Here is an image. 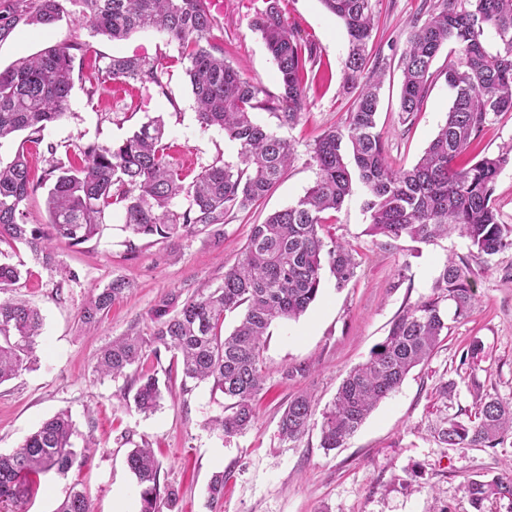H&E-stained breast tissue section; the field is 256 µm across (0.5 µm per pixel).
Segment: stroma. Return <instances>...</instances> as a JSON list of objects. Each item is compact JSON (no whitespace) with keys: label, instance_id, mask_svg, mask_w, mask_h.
I'll return each instance as SVG.
<instances>
[{"label":"stroma","instance_id":"1","mask_svg":"<svg viewBox=\"0 0 512 512\" xmlns=\"http://www.w3.org/2000/svg\"><path fill=\"white\" fill-rule=\"evenodd\" d=\"M221 3L213 14L211 42L223 47L225 60L243 76L279 93L276 65L253 28L265 0ZM421 6L422 0L376 4L378 30L372 52L387 62L377 130L396 168L419 160L445 122L453 98L445 78L451 53L445 48L434 62L436 80L420 112L408 121L399 119V57L411 33L410 20ZM282 8L288 26L315 47L318 78L307 90V108L295 126H279L265 111L255 114L295 147L293 162L264 200L226 215L217 236L205 232L133 241L123 229L121 210H110L92 240L76 246L54 242L61 267L57 273L45 269L24 246L8 250L6 262L23 263L25 269L9 293L36 305L44 325L36 364L0 384V453L18 449L43 421L61 411L69 412L79 438H93L96 446L66 475L42 477L30 500L0 504V512H55L77 480L86 488L92 512H113L120 494L126 497L128 512H138L137 481L126 465L129 447L122 441L126 434L133 441L150 442L160 485L176 493L163 512H512V501L495 498L474 510L464 490L468 480L507 474L512 435L494 448H451L435 434L444 418L464 423L472 419L477 393L512 401V250L487 258L456 234L427 243L405 239L382 246L380 238L367 232L363 194L346 199L325 226L337 241L357 250V275L340 288L330 272H323L319 296L307 312L296 320L273 323L262 351L265 387L256 421L245 433L227 437L210 428L224 399L212 394L209 385L187 389L179 375H171L160 408L143 414L132 401L135 370L116 380L100 378L94 370L100 349L113 338L149 334L150 312L160 300L171 295L185 299L202 285L222 283L252 225L264 223L314 185V141L324 131L345 126L353 95L342 81L348 39L341 21L321 0H283ZM61 43L87 44L91 51L75 62L79 75L68 113L45 132L58 153L74 142L119 143L160 115L173 161L188 175L219 160L237 163V147L223 131L199 127L189 78L178 61V44L153 31L112 42L72 16L47 28L21 22L0 41V70ZM113 55L173 58L165 92L113 84L91 91V64ZM450 259L477 289L472 311L458 318L452 304L442 303L449 330L432 358L378 405L344 447L321 448V413L342 380L384 341L399 314L432 295ZM116 279L127 283L125 294L96 327L83 326L80 310L89 289ZM475 341L482 351L472 359L467 352ZM300 365L305 375L285 378L287 369ZM445 381L454 385L446 399L438 392ZM303 392L316 404L311 427L299 441L281 442L279 419L289 400ZM219 470L225 471L227 482L222 503L213 509L206 488Z\"/></svg>","mask_w":512,"mask_h":512}]
</instances>
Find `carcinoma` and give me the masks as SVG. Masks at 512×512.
Instances as JSON below:
<instances>
[{"label":"carcinoma","instance_id":"cac0c4a2","mask_svg":"<svg viewBox=\"0 0 512 512\" xmlns=\"http://www.w3.org/2000/svg\"><path fill=\"white\" fill-rule=\"evenodd\" d=\"M80 4L78 20L95 33L120 41L138 30L151 29L181 49L201 129L217 128L238 147V163H213L189 184L174 166L165 139V123L157 116L131 136L110 147L79 144L76 151L56 157L57 147L44 143L45 131L69 109L74 85L72 51L80 44L53 45L0 70V141L23 132L13 158L0 165V243H19L42 253L43 264L55 267L52 242L65 239L79 245L93 239L106 212L119 206L125 230L134 237L192 235L224 224L234 210L259 202L294 157L291 141L257 121L254 111L272 114L281 126L298 123L306 106L305 75L317 62L316 49L305 44L285 22L281 0H266L255 27L279 73L280 92L270 94L224 59V49L209 40L213 27L210 0H72ZM344 25L348 54L346 83L358 86L348 123L324 132L311 150L318 169L315 184L295 204L251 227L237 262L224 272L218 286L199 290L183 302L173 295L151 312L147 336L126 334L112 339L97 359L95 372L116 379L140 367L133 395L134 408L156 411L163 399L155 369L170 355L168 370L181 369L184 379L211 384L225 400L213 428L230 437L247 431L256 419V398L265 375L261 353L273 322L297 319L320 292L322 270L328 268L336 286L345 287L357 274V251L325 240V213L338 210L361 189L366 195L368 233L383 245L410 238L430 242L457 232L481 254L493 256L512 248V228L500 222L493 203L497 178L512 162V154L459 158L480 137L490 118L512 112V0H441L425 18L412 21V31L400 56L403 82L400 120L419 111L431 87L433 62L444 46L455 60L448 62L446 80L453 91L447 119L418 162L392 167L377 131L383 63L368 66L367 47L375 26L376 0H321ZM64 15L62 0H29L10 16L0 15V41L13 25L26 19L52 26ZM493 32L497 49L486 48ZM174 61L165 57L113 56L96 69L89 95L107 83H136L166 93L165 74ZM46 144L51 156L42 181L33 182L25 144ZM49 185V224L27 222L23 202ZM186 200L182 210L176 200ZM22 270L0 264V293L16 283ZM125 291L113 281L90 291L80 319L85 325L100 316ZM454 305L464 317L476 303V291L460 265L450 259L432 296L408 307L391 324L385 340L369 358L355 366L339 386L331 406L322 413L320 446L341 447L372 410L395 392L410 371L426 362L448 329L440 304ZM239 312L238 325L224 332L226 314ZM43 318L38 309L12 298L0 299V384L17 377L36 357ZM315 407L310 395L293 397L284 409L278 433L294 443L310 427ZM512 434V404L485 394L478 397L474 419L450 420L438 431L450 448H494ZM76 428L62 411L46 420L15 452L0 454V502L18 501L32 493L33 476L66 474L87 448L77 449ZM126 464L140 488V512H162L174 491L160 490L158 465L144 440L127 454ZM211 503L224 499V473L212 475ZM466 492L479 510L485 500L512 501V479L471 480ZM56 512H90L83 488L70 486Z\"/></svg>","mask_w":512,"mask_h":512}]
</instances>
